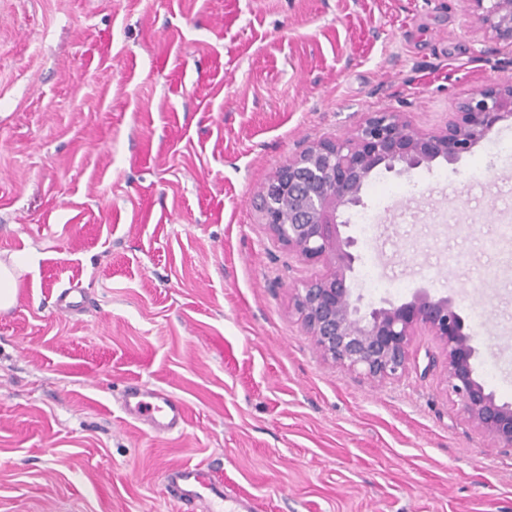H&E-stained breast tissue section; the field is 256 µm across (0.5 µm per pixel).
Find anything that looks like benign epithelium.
I'll list each match as a JSON object with an SVG mask.
<instances>
[{
    "mask_svg": "<svg viewBox=\"0 0 512 512\" xmlns=\"http://www.w3.org/2000/svg\"><path fill=\"white\" fill-rule=\"evenodd\" d=\"M469 23L512 47V0H467ZM512 120V80L473 90L445 126L423 129L403 113L369 112L345 134L308 143L276 169L259 192L264 225L299 260L318 271L296 288L294 306L324 359L367 377L396 379L418 365L412 350L431 337L423 372L439 371L470 422L497 447L512 452V403L500 402L474 377L475 336L454 301L423 288L407 302L383 300L362 311L349 279L356 240L346 233L344 209L362 203L373 172L408 174L442 158L457 161Z\"/></svg>",
    "mask_w": 512,
    "mask_h": 512,
    "instance_id": "obj_1",
    "label": "benign epithelium"
}]
</instances>
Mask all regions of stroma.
Instances as JSON below:
<instances>
[{"label":"stroma","mask_w":512,"mask_h":512,"mask_svg":"<svg viewBox=\"0 0 512 512\" xmlns=\"http://www.w3.org/2000/svg\"><path fill=\"white\" fill-rule=\"evenodd\" d=\"M465 0H0V258L36 252L0 311V512H181L204 464L255 512H512V455L439 373L379 382L323 359L293 296L316 269L258 194L308 142L393 110L435 128L512 51ZM512 121L453 163L363 194V304L453 298L476 376L512 403ZM372 268L384 289L367 288ZM62 288L89 308L58 315ZM186 406L126 420L128 383ZM119 407L128 421L144 424L156 435L180 433L186 424V407L180 399L140 382L126 387Z\"/></svg>","instance_id":"1"}]
</instances>
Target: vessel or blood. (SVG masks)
Listing matches in <instances>:
<instances>
[{"instance_id":"1","label":"vessel or blood","mask_w":512,"mask_h":512,"mask_svg":"<svg viewBox=\"0 0 512 512\" xmlns=\"http://www.w3.org/2000/svg\"><path fill=\"white\" fill-rule=\"evenodd\" d=\"M84 304L85 294L77 288L62 289L56 298L58 312L66 315L83 310ZM119 407L128 421L144 424L157 435L181 432L186 423V407L180 399L140 382L126 387ZM166 479L186 512H195L196 505L202 502L206 503L207 512H252L250 497L225 494L223 478L201 465L181 463L170 466Z\"/></svg>"}]
</instances>
